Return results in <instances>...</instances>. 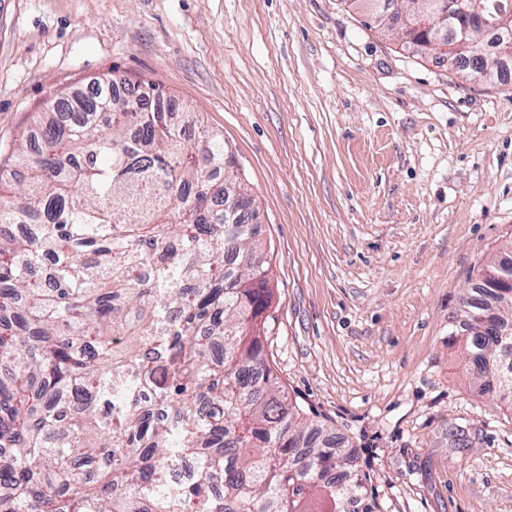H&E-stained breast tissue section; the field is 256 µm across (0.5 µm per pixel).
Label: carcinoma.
<instances>
[{"label":"carcinoma","instance_id":"1","mask_svg":"<svg viewBox=\"0 0 512 512\" xmlns=\"http://www.w3.org/2000/svg\"><path fill=\"white\" fill-rule=\"evenodd\" d=\"M431 2L416 37L448 46L477 41L468 22L495 0ZM502 22L485 60H458L482 82L512 61ZM143 86L150 111H128ZM38 124L40 145L22 137L0 166V512H358L355 457L265 358L270 266L224 215V185L241 188L224 137L127 79L54 96ZM462 305L464 369L512 390V260ZM185 457L199 476L175 483Z\"/></svg>","mask_w":512,"mask_h":512}]
</instances>
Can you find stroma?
I'll return each instance as SVG.
<instances>
[{"mask_svg": "<svg viewBox=\"0 0 512 512\" xmlns=\"http://www.w3.org/2000/svg\"><path fill=\"white\" fill-rule=\"evenodd\" d=\"M115 72L235 153L265 355L373 512H512V403L448 342L512 247V79L409 53L348 0H0V162L51 94Z\"/></svg>", "mask_w": 512, "mask_h": 512, "instance_id": "1", "label": "stroma"}]
</instances>
